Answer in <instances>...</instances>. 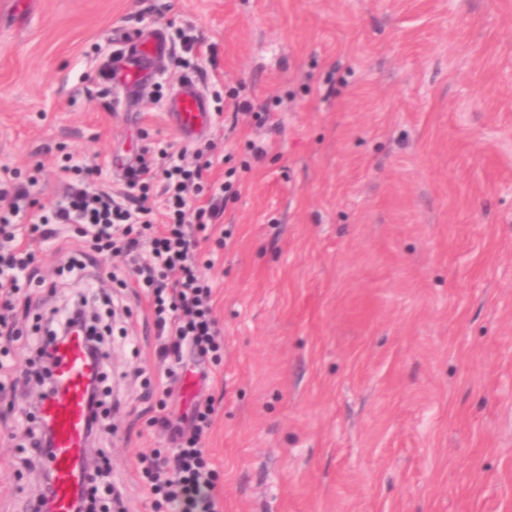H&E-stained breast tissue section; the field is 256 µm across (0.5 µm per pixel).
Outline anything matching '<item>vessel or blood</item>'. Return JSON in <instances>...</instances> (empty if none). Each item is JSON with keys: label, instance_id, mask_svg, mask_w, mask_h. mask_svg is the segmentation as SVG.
Instances as JSON below:
<instances>
[{"label": "vessel or blood", "instance_id": "b4317fda", "mask_svg": "<svg viewBox=\"0 0 512 512\" xmlns=\"http://www.w3.org/2000/svg\"><path fill=\"white\" fill-rule=\"evenodd\" d=\"M170 50L162 29L129 35L120 41L104 79L126 99H133L154 79L157 61ZM166 119L187 141L210 125L209 100L197 78L185 75L178 79L168 100ZM87 343V337L74 335L59 345L51 385L37 409L38 418L52 430L51 452L45 460L49 512H76L79 491L89 480L91 438L86 396L88 383L100 366L88 357Z\"/></svg>", "mask_w": 512, "mask_h": 512}]
</instances>
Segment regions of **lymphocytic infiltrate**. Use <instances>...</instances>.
I'll use <instances>...</instances> for the list:
<instances>
[{
	"label": "lymphocytic infiltrate",
	"instance_id": "lymphocytic-infiltrate-1",
	"mask_svg": "<svg viewBox=\"0 0 512 512\" xmlns=\"http://www.w3.org/2000/svg\"><path fill=\"white\" fill-rule=\"evenodd\" d=\"M212 160L184 163L171 145L142 148L134 167L125 175L127 189L137 191V205L128 208L105 190L92 189L99 169L95 166L75 168V183L69 184L65 200L51 214L36 209V201L26 187L15 191L0 190V337H13L19 330L13 322L22 285L38 288L46 282L38 277L34 266L32 241L57 236L61 224L80 228L83 244L63 248L66 269L76 279L87 280L83 261L84 246L97 253L121 252L129 256L140 287L150 298L153 313L157 359L164 368L166 384L148 386L162 414L155 423L171 445L140 455L138 464L149 500V512H224L220 475L202 441L211 426L214 407L210 402L195 403L189 414L172 422L167 410L173 395V383L186 361H193L202 375H209L224 356L223 331L213 313V285L201 274L203 243L214 241V206H193L190 195L209 191L220 196L223 185L208 182ZM160 186L167 208L155 215L149 203L153 186ZM28 213L27 245L16 244L14 217ZM89 301L79 292L62 307L54 309V325L43 335L32 337L25 365L16 379L18 385L30 383L48 388L54 346L69 327H87L93 344L92 353H100L105 338L91 327L84 313ZM105 375H97L89 389L90 423L94 431L92 451L101 465L95 470L93 486L82 494L78 512H97L100 501L120 498L121 492L107 467L109 451L102 445V421L108 415L104 386Z\"/></svg>",
	"mask_w": 512,
	"mask_h": 512
}]
</instances>
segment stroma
Here are the masks:
<instances>
[{
	"label": "stroma",
	"mask_w": 512,
	"mask_h": 512,
	"mask_svg": "<svg viewBox=\"0 0 512 512\" xmlns=\"http://www.w3.org/2000/svg\"><path fill=\"white\" fill-rule=\"evenodd\" d=\"M152 27L195 45L127 109L103 71L117 31ZM185 74L216 114L190 142L165 117ZM147 141L212 150L232 185L203 270L224 361L171 403L214 404L224 512H512V0H0V168L48 210L73 166L120 190L113 156ZM77 238L34 243L57 293L22 331L73 291ZM129 304L139 354L109 356L107 441L146 512L137 456L170 441L131 375L157 362L148 299ZM25 425L0 396V512L37 482Z\"/></svg>",
	"instance_id": "35a3bbf8"
}]
</instances>
